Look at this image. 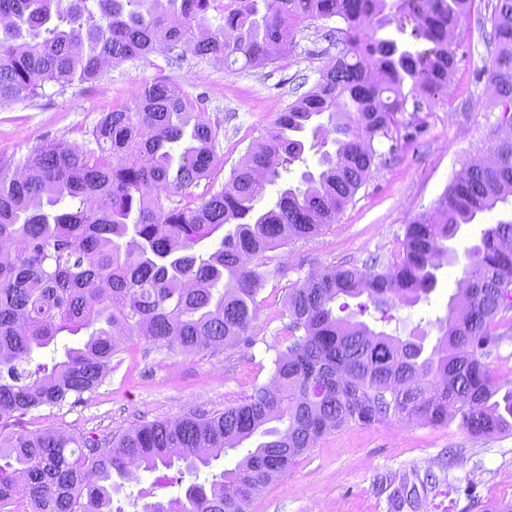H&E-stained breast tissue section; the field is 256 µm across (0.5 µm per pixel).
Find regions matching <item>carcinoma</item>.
Instances as JSON below:
<instances>
[{"mask_svg": "<svg viewBox=\"0 0 512 512\" xmlns=\"http://www.w3.org/2000/svg\"><path fill=\"white\" fill-rule=\"evenodd\" d=\"M210 0H0V101L34 98L49 84L95 80L101 62L161 53L181 56L189 35L210 36L199 56L229 67L245 59L275 61L296 25L335 19L342 49L320 78L277 114L264 138L219 189L196 206L175 194L208 177L217 130L194 103L165 82L146 86L132 106L104 113L91 131L93 148L66 141L28 154L18 176L0 160V423L93 390L121 344L143 336L158 347L195 353L245 336L257 297L281 267L258 262L293 239L336 223L394 140L400 115L448 88L455 30L474 0H233L224 26L211 28ZM413 23L412 49L388 33ZM489 83L512 103V0H491ZM320 153L319 170L285 186L273 206L256 208L281 171L303 157L305 141ZM70 198L72 209L60 207ZM512 205V121L500 124L485 162L454 179L429 212L406 225L403 253L385 272L330 267L291 289L288 345L276 350V384L256 387L241 403L172 423L137 424L110 439L0 428V512H124L114 497L128 467L154 472L184 465L194 475L185 494L143 505L142 512H249L254 496L288 472L325 434L350 423L406 417L430 424L459 419L473 436L512 429V389L490 375L483 358L501 341L495 317L512 309V219L486 228L467 250L448 314L431 349L425 337L403 339L364 322L336 317L337 299L365 296L389 319L435 289L438 256L461 225ZM222 233L206 256L198 245ZM89 335L51 363L33 353L58 337ZM287 421L285 429L269 426ZM265 437L234 468L209 471L211 460L254 434ZM205 477H200V473ZM434 475L405 473L390 512L413 509Z\"/></svg>", "mask_w": 512, "mask_h": 512, "instance_id": "obj_1", "label": "carcinoma"}]
</instances>
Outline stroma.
I'll list each match as a JSON object with an SVG mask.
<instances>
[{
	"label": "stroma",
	"instance_id": "1",
	"mask_svg": "<svg viewBox=\"0 0 512 512\" xmlns=\"http://www.w3.org/2000/svg\"><path fill=\"white\" fill-rule=\"evenodd\" d=\"M489 15L488 0H474L453 38L457 70L450 85L417 114L403 115L394 151L377 160L336 223L315 237L268 252L269 266H285L287 274L268 280L261 290L258 316L246 336L192 354L130 337L98 388L17 416L13 428L93 438L118 435L144 421H174L196 410L218 412L241 403L254 387L272 384L275 350L285 343V301L291 288L331 266L361 269L374 257L384 267L394 262L406 224L432 210L473 155L493 146L504 105L486 91L490 56L485 39L492 28L478 21ZM327 28L324 20L298 28L287 54L260 66L228 69L193 53L170 65L155 53L109 65L91 82L46 86L41 96L0 110V159H23L51 141L87 145L102 113L133 104L146 85L162 81L196 99L218 130L210 176L193 190L202 195L209 186L223 185L276 114L309 90L335 58L337 48L325 38ZM511 216L512 210L499 208L462 225L448 243L457 259L438 270L436 291L429 301L397 307L389 332L404 338L421 335L433 345L438 336L434 323L448 312L467 249L485 228ZM411 469L441 479L439 487L420 498L428 512H502L512 506V431L477 438L454 419L445 425L397 417L353 423L297 457L286 475L254 497L249 512H388L387 484ZM191 481L187 475L182 484L171 486L157 473L142 471L126 483L121 504L132 512L134 502L179 495Z\"/></svg>",
	"mask_w": 512,
	"mask_h": 512
}]
</instances>
